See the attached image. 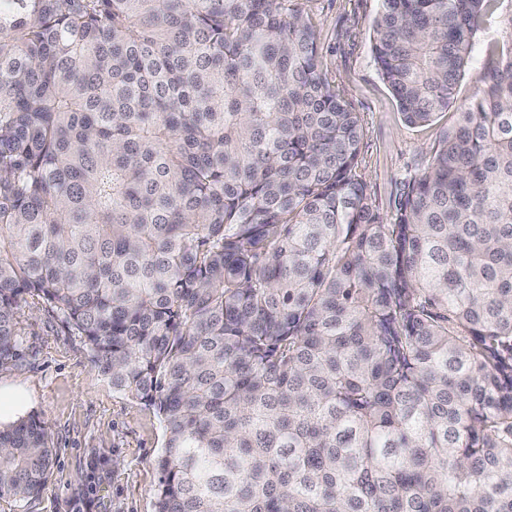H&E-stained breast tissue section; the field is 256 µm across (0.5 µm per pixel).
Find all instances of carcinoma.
Returning a JSON list of instances; mask_svg holds the SVG:
<instances>
[{
  "label": "carcinoma",
  "instance_id": "1",
  "mask_svg": "<svg viewBox=\"0 0 512 512\" xmlns=\"http://www.w3.org/2000/svg\"><path fill=\"white\" fill-rule=\"evenodd\" d=\"M491 0H381L388 218L298 0H0V367L28 299L160 415L156 512H512V50ZM55 455L0 427V496ZM512 0H496L493 13L489 15L473 37V49L463 77L457 87V104L469 101L476 92L475 77L482 69L486 48L491 43L511 41Z\"/></svg>",
  "mask_w": 512,
  "mask_h": 512
}]
</instances>
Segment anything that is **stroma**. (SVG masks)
Wrapping results in <instances>:
<instances>
[{"label": "stroma", "instance_id": "35a3bbf8", "mask_svg": "<svg viewBox=\"0 0 512 512\" xmlns=\"http://www.w3.org/2000/svg\"><path fill=\"white\" fill-rule=\"evenodd\" d=\"M316 25L329 77L359 112L364 128L359 172L374 206L389 215L402 182L427 161L448 111L422 126L408 125L381 78L372 51L380 0H299ZM512 40V0L495 7L473 37L457 100L476 92L489 44ZM23 352L0 367V387L17 391L21 416L44 421L56 450L46 490L29 500L0 497V512H155L164 445L163 425L146 403L128 398L91 364L83 338L56 311L30 300L18 314Z\"/></svg>", "mask_w": 512, "mask_h": 512}]
</instances>
